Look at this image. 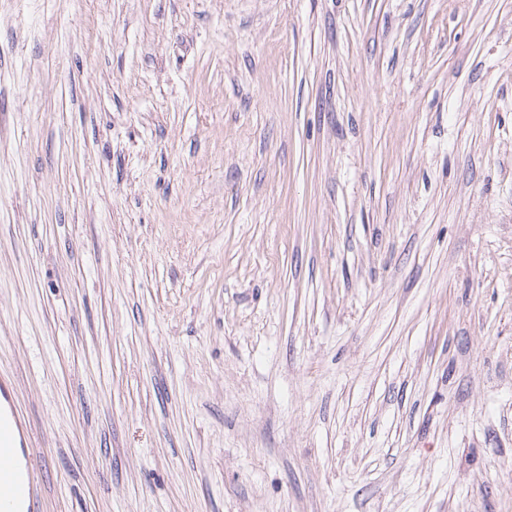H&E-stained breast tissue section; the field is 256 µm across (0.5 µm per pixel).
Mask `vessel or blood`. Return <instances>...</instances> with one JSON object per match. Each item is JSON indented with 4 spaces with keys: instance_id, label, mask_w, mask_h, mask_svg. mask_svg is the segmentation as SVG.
I'll return each mask as SVG.
<instances>
[{
    "instance_id": "1",
    "label": "vessel or blood",
    "mask_w": 512,
    "mask_h": 512,
    "mask_svg": "<svg viewBox=\"0 0 512 512\" xmlns=\"http://www.w3.org/2000/svg\"><path fill=\"white\" fill-rule=\"evenodd\" d=\"M20 441L16 420L0 413V512H34L35 481L19 476L13 466Z\"/></svg>"
}]
</instances>
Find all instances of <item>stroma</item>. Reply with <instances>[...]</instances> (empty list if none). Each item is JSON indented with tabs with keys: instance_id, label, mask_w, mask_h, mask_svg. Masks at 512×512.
Segmentation results:
<instances>
[{
	"instance_id": "stroma-1",
	"label": "stroma",
	"mask_w": 512,
	"mask_h": 512,
	"mask_svg": "<svg viewBox=\"0 0 512 512\" xmlns=\"http://www.w3.org/2000/svg\"><path fill=\"white\" fill-rule=\"evenodd\" d=\"M0 386L39 512H512V0H0Z\"/></svg>"
}]
</instances>
